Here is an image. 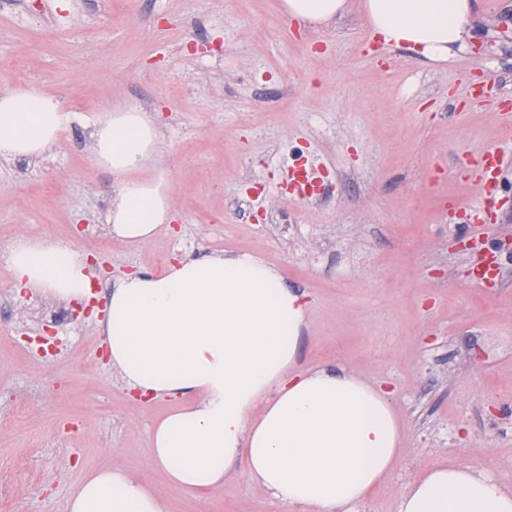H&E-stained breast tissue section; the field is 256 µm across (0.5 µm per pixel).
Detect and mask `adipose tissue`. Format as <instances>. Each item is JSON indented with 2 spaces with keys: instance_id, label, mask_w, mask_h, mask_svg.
I'll list each match as a JSON object with an SVG mask.
<instances>
[{
  "instance_id": "obj_1",
  "label": "adipose tissue",
  "mask_w": 512,
  "mask_h": 512,
  "mask_svg": "<svg viewBox=\"0 0 512 512\" xmlns=\"http://www.w3.org/2000/svg\"><path fill=\"white\" fill-rule=\"evenodd\" d=\"M349 0H283L289 18L315 27ZM372 33L422 61L455 57L471 36L475 0H363ZM66 115L51 93L0 94V156L38 157ZM93 155L114 178L108 222L131 243L171 219L164 168L135 171L163 154L148 113H107L91 133ZM5 264L25 287L68 303L88 297L82 253L62 241L21 238ZM308 304L282 273L249 252L185 257L156 274L129 275L108 296L104 332L112 366L140 394L190 397L158 421L148 454L170 486L222 487L236 464L295 512H354L394 470L403 423L391 394L354 372L298 371ZM68 512H167L161 494L120 468L87 472ZM398 512H512V488L475 467L443 461L408 483Z\"/></svg>"
}]
</instances>
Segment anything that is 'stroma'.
<instances>
[{
	"mask_svg": "<svg viewBox=\"0 0 512 512\" xmlns=\"http://www.w3.org/2000/svg\"><path fill=\"white\" fill-rule=\"evenodd\" d=\"M353 9L287 34L281 0H18L0 12V93L47 90L67 113L38 164L0 158V245L68 241L107 281L224 250L260 256L306 293L298 366H340L380 384L402 419L403 452L361 512H397L406 484L442 459L512 486V252L503 287L472 285L487 243L466 246L464 218L441 208L428 162L494 145L496 118L448 115L461 78L512 94V0H478L458 58L389 52ZM150 112L164 138L177 218L132 245L105 217L114 177L89 135L111 110ZM316 157L333 188L316 208L291 201L283 161ZM249 198L252 217L233 199ZM288 222L271 230V209ZM37 291L0 262V512H66L88 469L150 481L169 512H290L242 471L196 494L151 464L167 398L130 396L101 344L106 299L91 314L40 323Z\"/></svg>",
	"mask_w": 512,
	"mask_h": 512,
	"instance_id": "1",
	"label": "stroma"
}]
</instances>
